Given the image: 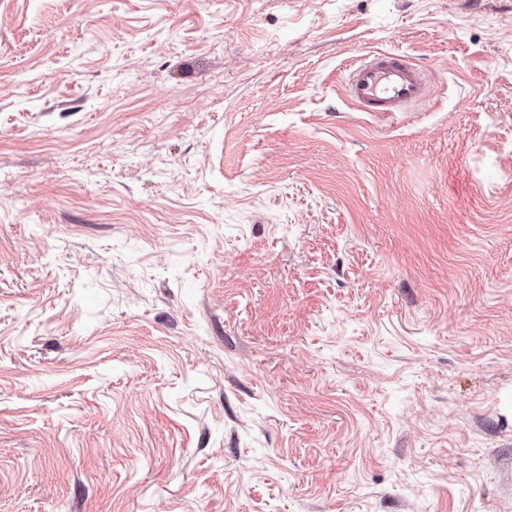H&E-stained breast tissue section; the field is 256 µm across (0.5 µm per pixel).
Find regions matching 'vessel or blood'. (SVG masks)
Segmentation results:
<instances>
[{
  "label": "vessel or blood",
  "mask_w": 512,
  "mask_h": 512,
  "mask_svg": "<svg viewBox=\"0 0 512 512\" xmlns=\"http://www.w3.org/2000/svg\"><path fill=\"white\" fill-rule=\"evenodd\" d=\"M428 94L419 67L399 52L368 54L353 64L345 84V96L358 111L385 116L407 111Z\"/></svg>",
  "instance_id": "b4317fda"
}]
</instances>
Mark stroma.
<instances>
[{
  "label": "stroma",
  "mask_w": 512,
  "mask_h": 512,
  "mask_svg": "<svg viewBox=\"0 0 512 512\" xmlns=\"http://www.w3.org/2000/svg\"><path fill=\"white\" fill-rule=\"evenodd\" d=\"M0 512H512V0H0ZM429 89L419 67L405 54L376 52L353 64L345 84L346 99L359 112L393 116L427 99Z\"/></svg>",
  "instance_id": "obj_1"
}]
</instances>
